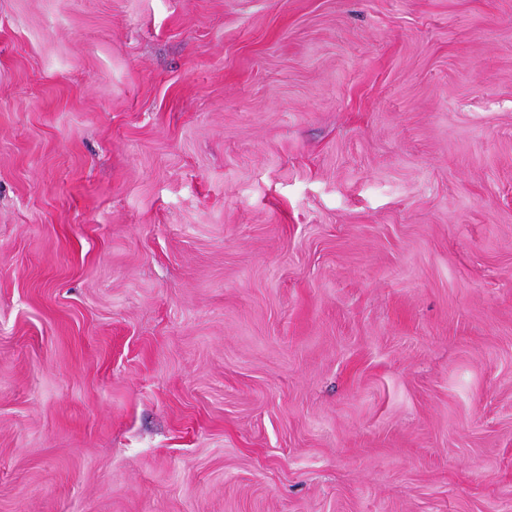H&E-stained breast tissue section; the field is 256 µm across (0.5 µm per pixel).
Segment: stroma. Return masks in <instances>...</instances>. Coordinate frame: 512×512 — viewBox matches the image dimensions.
<instances>
[{"label": "stroma", "instance_id": "stroma-1", "mask_svg": "<svg viewBox=\"0 0 512 512\" xmlns=\"http://www.w3.org/2000/svg\"><path fill=\"white\" fill-rule=\"evenodd\" d=\"M0 512H512V0H0Z\"/></svg>", "mask_w": 512, "mask_h": 512}]
</instances>
